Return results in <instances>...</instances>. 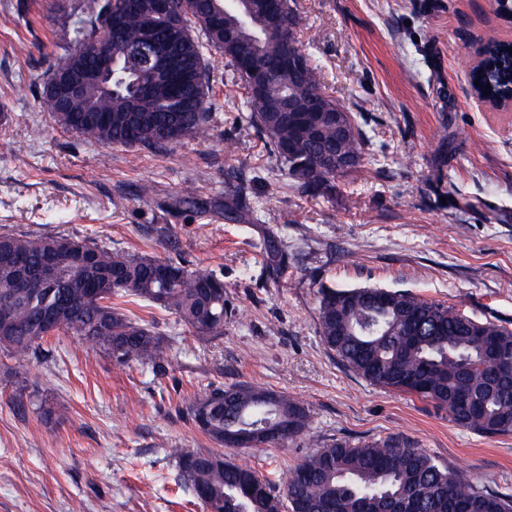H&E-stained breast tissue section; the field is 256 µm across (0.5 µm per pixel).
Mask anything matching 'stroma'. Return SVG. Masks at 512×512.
<instances>
[{"label": "stroma", "instance_id": "obj_1", "mask_svg": "<svg viewBox=\"0 0 512 512\" xmlns=\"http://www.w3.org/2000/svg\"><path fill=\"white\" fill-rule=\"evenodd\" d=\"M87 2L0 0V233L72 235L221 274L224 334L199 339L133 303L165 338L162 368L115 366L62 331L39 356L0 352V512H204L173 449L223 452L278 487L319 446L393 435L512 496V435L366 382L318 334L324 286L409 292L512 329V112L475 103L466 64L477 41L512 39V0H291L303 51L364 139V167L318 197L279 171L211 46L209 119L180 145L106 147L54 122L43 89ZM232 176L251 189L250 220L224 216ZM188 185L203 209L182 204ZM270 229L288 254L275 274L259 249ZM234 384L301 401L304 435L220 448L185 411Z\"/></svg>", "mask_w": 512, "mask_h": 512}]
</instances>
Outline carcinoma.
Segmentation results:
<instances>
[{
  "label": "carcinoma",
  "mask_w": 512,
  "mask_h": 512,
  "mask_svg": "<svg viewBox=\"0 0 512 512\" xmlns=\"http://www.w3.org/2000/svg\"><path fill=\"white\" fill-rule=\"evenodd\" d=\"M224 12L211 24L199 0H175L184 36L169 44L190 71L206 74L204 45L191 35L201 27L207 40L222 49L230 63L252 56L271 65L297 40L296 12L285 2L278 16L269 15L263 0H252L248 12L231 0H211ZM237 28L239 39L224 43V30ZM139 15L126 13L123 41L139 38ZM130 73L105 94L91 89L72 102L70 111L42 96V104L64 128L105 146L162 149L198 135L209 115L208 83L190 84L188 98L196 107L171 112L163 97L140 98ZM234 75L246 91L249 122L267 137L280 170L316 197L336 187L363 165V135L354 115L343 110L317 79L307 62L303 77L272 69L267 88H258L239 71ZM317 100L320 112H287L281 101ZM253 213L247 187L240 183L224 194V215L242 220ZM95 257L83 267L71 260L73 247ZM274 270L285 263L283 250L267 238L261 244ZM55 259L60 279L47 288L22 293L15 288L9 257H20L37 269ZM111 250L65 235L0 234V327L8 325L0 348L23 360L35 356L50 332L36 324L51 309L63 313L60 329L77 336L87 349L104 353L119 365L131 361L160 368L164 338L150 324L131 318L112 303L131 297L178 317L196 336L224 335V281L212 272ZM98 301H88L89 291ZM381 289L324 287L318 307L319 335L327 350L355 375L372 385L415 395L448 413L455 425L485 436L512 434V330L480 322L451 305L392 291L379 303ZM263 391L248 385L214 388L187 409L188 420L212 441L243 447L237 437L255 427L264 432L262 446L278 447L304 434L308 409L282 394L265 402ZM288 426V434L278 433ZM172 455L180 480L206 512H512V496L482 490L462 472L443 467L413 440L400 436L352 443L336 440L312 451L289 472L281 490L256 471L216 453L175 448Z\"/></svg>",
  "instance_id": "1"
}]
</instances>
